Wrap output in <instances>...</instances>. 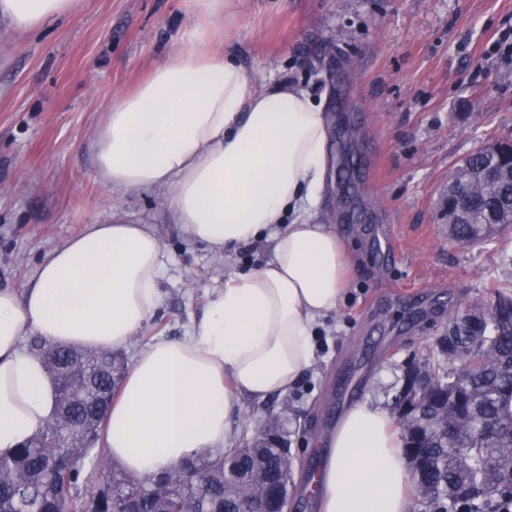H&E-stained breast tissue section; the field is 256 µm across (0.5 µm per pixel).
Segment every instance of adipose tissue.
Wrapping results in <instances>:
<instances>
[{
	"mask_svg": "<svg viewBox=\"0 0 512 512\" xmlns=\"http://www.w3.org/2000/svg\"><path fill=\"white\" fill-rule=\"evenodd\" d=\"M77 0H0L32 30ZM200 23L134 92L113 102L95 142L110 189L165 188L182 234L220 252L270 238L266 264L226 276L190 333L139 351L104 423L108 456L131 475L223 451L240 397L287 394L313 358L318 320L337 310L351 259L336 228L315 224L329 160V121L309 92L282 80L255 90L217 45L223 0H195ZM165 252L143 224L89 225L54 249L28 288L0 289V454L42 429L55 389L20 341L120 349L160 301ZM318 475L320 512H409L411 476L388 415L354 405Z\"/></svg>",
	"mask_w": 512,
	"mask_h": 512,
	"instance_id": "obj_1",
	"label": "adipose tissue"
}]
</instances>
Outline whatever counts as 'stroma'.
<instances>
[{
	"instance_id": "1",
	"label": "stroma",
	"mask_w": 512,
	"mask_h": 512,
	"mask_svg": "<svg viewBox=\"0 0 512 512\" xmlns=\"http://www.w3.org/2000/svg\"><path fill=\"white\" fill-rule=\"evenodd\" d=\"M222 45L255 87L287 79L353 117L364 179L355 214L375 212L399 241L371 253L338 208L328 178L316 222L336 225L352 259L341 306L318 326L315 358L285 395L243 399L231 441L276 416L290 444L294 487L320 467L321 413L337 368L362 359L356 397L383 410L410 364L435 350L457 305L512 287V225L499 242L452 241L441 194L481 144L512 137V65L496 44L512 0H227ZM199 20L192 0H78L69 15L18 32L0 15V288L28 287L37 265L87 225L147 224L167 260L151 319L121 350L133 362L156 338L186 336L225 274L267 262V240L212 253L187 243L164 189L114 191L96 173L95 140L112 102L178 48ZM402 283L390 296L389 283Z\"/></svg>"
}]
</instances>
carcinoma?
Returning a JSON list of instances; mask_svg holds the SVG:
<instances>
[{"label": "carcinoma", "mask_w": 512, "mask_h": 512, "mask_svg": "<svg viewBox=\"0 0 512 512\" xmlns=\"http://www.w3.org/2000/svg\"><path fill=\"white\" fill-rule=\"evenodd\" d=\"M474 171L497 163L481 151L466 159ZM470 218L452 227L453 240L484 244L478 225L498 223L512 206V182L473 185ZM472 309L456 310L436 344L449 368L424 361L431 390L408 399L403 427H428L417 451L425 467L411 472L420 512H505L512 502V324L491 320L474 335L464 328ZM59 390L56 414L12 453L0 456V512H275L292 484V461L261 436L214 455L200 451L172 470L140 479L93 448L92 423L106 415L124 377L110 349L60 347L33 336ZM448 405V427L426 425L432 403Z\"/></svg>", "instance_id": "obj_1"}]
</instances>
